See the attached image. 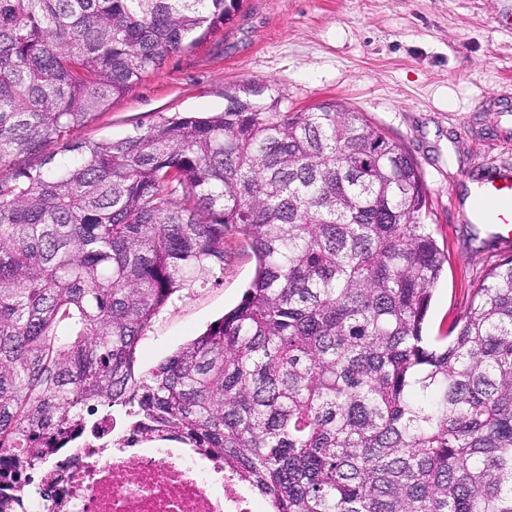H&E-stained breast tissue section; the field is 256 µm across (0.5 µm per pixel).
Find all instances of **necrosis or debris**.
Segmentation results:
<instances>
[{
	"label": "necrosis or debris",
	"instance_id": "1",
	"mask_svg": "<svg viewBox=\"0 0 512 512\" xmlns=\"http://www.w3.org/2000/svg\"><path fill=\"white\" fill-rule=\"evenodd\" d=\"M23 504L24 512H264L223 459L141 437L58 449L42 494Z\"/></svg>",
	"mask_w": 512,
	"mask_h": 512
}]
</instances>
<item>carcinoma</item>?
<instances>
[{
    "mask_svg": "<svg viewBox=\"0 0 512 512\" xmlns=\"http://www.w3.org/2000/svg\"><path fill=\"white\" fill-rule=\"evenodd\" d=\"M241 0H0V464L19 496L93 420L206 448L273 512H512V258L445 336L401 144L273 84L71 144ZM56 143L75 155L40 167ZM251 240L241 301L141 378L152 321Z\"/></svg>",
    "mask_w": 512,
    "mask_h": 512,
    "instance_id": "1",
    "label": "carcinoma"
}]
</instances>
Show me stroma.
<instances>
[{
	"mask_svg": "<svg viewBox=\"0 0 512 512\" xmlns=\"http://www.w3.org/2000/svg\"><path fill=\"white\" fill-rule=\"evenodd\" d=\"M276 83L292 108L330 99L401 142L421 172L428 224L448 261L427 317L443 336L504 259L470 222L467 186L512 170V0H242L232 19L161 65L72 142L120 139L175 113L219 112L225 86ZM219 284L194 288L153 320L133 367L144 375L234 308L255 276L251 246L230 241Z\"/></svg>",
	"mask_w": 512,
	"mask_h": 512,
	"instance_id": "35a3bbf8",
	"label": "stroma"
}]
</instances>
